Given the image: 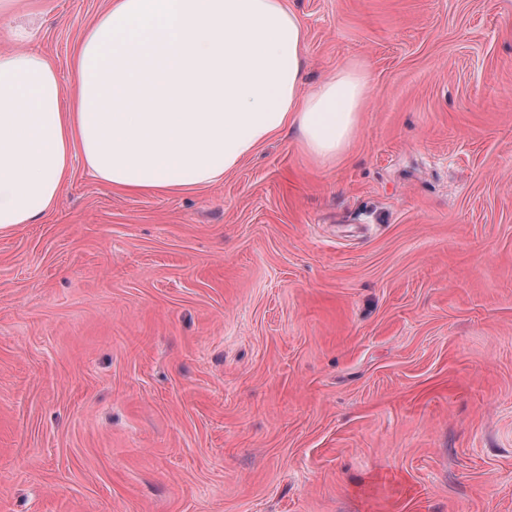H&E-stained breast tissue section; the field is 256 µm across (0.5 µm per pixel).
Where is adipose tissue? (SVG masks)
I'll use <instances>...</instances> for the list:
<instances>
[{
	"mask_svg": "<svg viewBox=\"0 0 512 512\" xmlns=\"http://www.w3.org/2000/svg\"><path fill=\"white\" fill-rule=\"evenodd\" d=\"M305 39L286 0H111L71 88L39 54L0 55V231L51 209L77 152L106 185L160 194L222 181L289 128L309 155L341 157L367 75L306 89Z\"/></svg>",
	"mask_w": 512,
	"mask_h": 512,
	"instance_id": "ef3b65f1",
	"label": "adipose tissue"
}]
</instances>
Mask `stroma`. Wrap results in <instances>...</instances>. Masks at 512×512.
Wrapping results in <instances>:
<instances>
[{
  "label": "stroma",
  "instance_id": "1",
  "mask_svg": "<svg viewBox=\"0 0 512 512\" xmlns=\"http://www.w3.org/2000/svg\"><path fill=\"white\" fill-rule=\"evenodd\" d=\"M109 0H0L63 87ZM371 85L217 184L74 155L0 232V512H512V0H287Z\"/></svg>",
  "mask_w": 512,
  "mask_h": 512
}]
</instances>
